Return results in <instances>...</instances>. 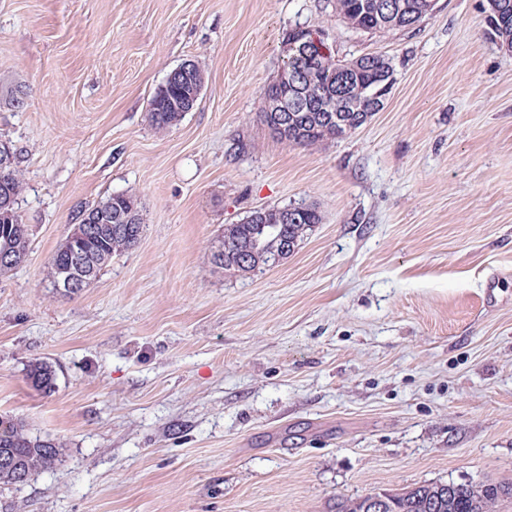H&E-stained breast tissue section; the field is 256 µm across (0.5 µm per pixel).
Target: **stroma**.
Returning <instances> with one entry per match:
<instances>
[{
    "label": "stroma",
    "mask_w": 512,
    "mask_h": 512,
    "mask_svg": "<svg viewBox=\"0 0 512 512\" xmlns=\"http://www.w3.org/2000/svg\"><path fill=\"white\" fill-rule=\"evenodd\" d=\"M333 2L0 0V140L30 238L0 275V415L63 446L0 485V512H331L512 484V50L486 0L386 33ZM296 27L392 60L383 109L346 138L294 147L261 117ZM186 61L201 96L156 131L149 101ZM115 193L141 208L138 244L56 291L51 255ZM301 204L322 221L278 266L212 265L225 225ZM55 372L51 365L34 361L28 366L27 379L33 387L39 390H50L54 384Z\"/></svg>",
    "instance_id": "stroma-1"
}]
</instances>
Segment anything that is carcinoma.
I'll list each match as a JSON object with an SVG mask.
<instances>
[{"label": "carcinoma", "mask_w": 512, "mask_h": 512, "mask_svg": "<svg viewBox=\"0 0 512 512\" xmlns=\"http://www.w3.org/2000/svg\"><path fill=\"white\" fill-rule=\"evenodd\" d=\"M426 0H334L336 15L348 26L369 33L406 29L415 25L427 14L423 10ZM490 33L501 45L512 49V0H487L486 17ZM285 40L295 44L288 54L285 65L299 78V83L269 85L271 98H297L311 104L307 112L288 117V133L277 127V112L263 113L268 128L282 141L291 146L310 147L327 141H335L358 129L372 116L370 112H358L355 105L374 92L385 82L390 59L382 54H366L351 60H336L322 68L321 82L335 93L336 114L340 121L329 123L322 112V101L313 98L315 86L311 80V61L319 55V49L309 43L301 33L293 29ZM176 95L162 100L151 99L149 121L151 126L164 132L183 118V112L174 107ZM22 182L17 166L0 171V202L9 200L17 204ZM107 210L112 213L110 224H90L92 232L80 239V243L64 240L56 248L49 262V278L57 279L65 271L74 272L71 259L78 248L90 257L102 271L112 257L132 249L143 230L142 217L137 201L123 193L113 194L86 209L92 213ZM302 214L293 222L280 218V209L267 210L264 224H227L224 232L211 243L212 264L226 272H244L241 263L252 262L254 272L269 266L276 255L287 258L294 252L308 232L321 223L317 207L301 206ZM14 223H0V253L7 252L9 265L0 264V274L18 267L29 249L28 225L21 224L18 211H13ZM52 366L34 361L28 366L27 379L33 387L47 391L54 384ZM60 444L50 439L30 436L22 419L0 416V456L18 461L19 468L35 477L53 467L60 456ZM512 497V485L482 483H429L404 492L386 493L384 512H492L495 504L504 497Z\"/></svg>", "instance_id": "cac0c4a2"}]
</instances>
